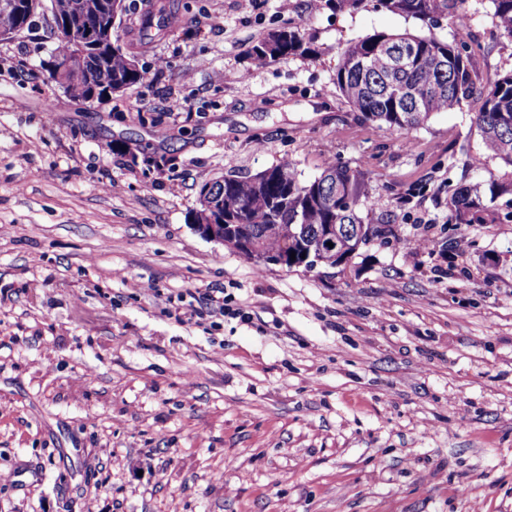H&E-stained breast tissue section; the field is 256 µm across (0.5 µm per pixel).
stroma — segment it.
Here are the masks:
<instances>
[{
	"instance_id": "obj_1",
	"label": "stroma",
	"mask_w": 512,
	"mask_h": 512,
	"mask_svg": "<svg viewBox=\"0 0 512 512\" xmlns=\"http://www.w3.org/2000/svg\"><path fill=\"white\" fill-rule=\"evenodd\" d=\"M177 3V28L132 48L142 80L92 104L47 80L50 19L0 39V512H512V197L496 224L448 211L449 183L505 169L473 166L471 110L399 135L334 84L347 41L421 23ZM470 6L437 33L488 85L512 43ZM298 24L316 57L254 65ZM331 162L390 230L347 271L247 262L193 224L208 181Z\"/></svg>"
}]
</instances>
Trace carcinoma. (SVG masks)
Masks as SVG:
<instances>
[{
    "instance_id": "1",
    "label": "carcinoma",
    "mask_w": 512,
    "mask_h": 512,
    "mask_svg": "<svg viewBox=\"0 0 512 512\" xmlns=\"http://www.w3.org/2000/svg\"><path fill=\"white\" fill-rule=\"evenodd\" d=\"M373 8L421 21L427 33L376 31L347 42L339 52L334 80L346 104L388 130L409 133L424 128L441 112L469 109L481 137L484 158L512 169V70L498 74L488 86L477 84L470 57L456 41L439 37V21L462 27L471 21L469 0H325L336 11L354 12L365 2ZM9 0H0V27H24L27 15L5 10ZM61 12L87 20L102 12L106 0H52ZM500 35L512 42V0H490ZM170 6L157 4L154 12L140 14L138 37L151 40L164 31V16ZM405 42L412 55L404 68L395 67L383 47ZM78 52L76 40L59 38L53 56L68 60ZM316 50L301 25L277 30L258 39L249 51L255 63L267 64L287 56L313 57ZM142 78L122 46L88 51L77 69L69 73L66 93L86 103L93 93L122 92ZM329 173L304 180L289 165H275L253 176L227 175L202 185L194 223L210 224L218 217L231 225L228 242L250 260L276 254L287 267L297 266L312 252L318 264L336 268L340 260L353 257L376 235L361 211L374 205L368 199L361 172L329 163ZM510 179L490 175L485 182L457 183L448 194L450 219L456 224H496L500 220L498 198L512 194ZM338 226L336 249L320 248L327 225Z\"/></svg>"
}]
</instances>
